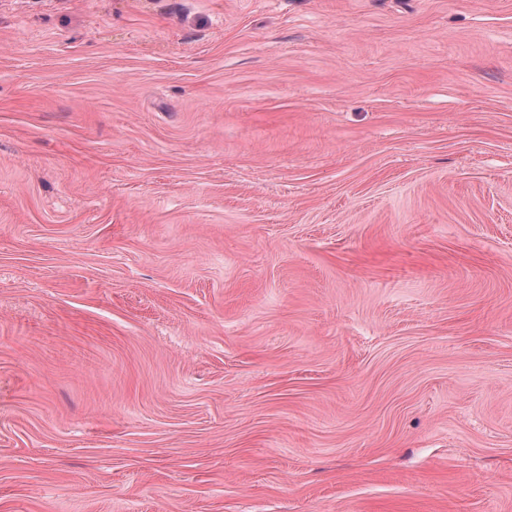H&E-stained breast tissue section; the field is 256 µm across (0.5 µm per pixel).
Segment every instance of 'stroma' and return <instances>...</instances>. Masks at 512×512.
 Masks as SVG:
<instances>
[{
	"mask_svg": "<svg viewBox=\"0 0 512 512\" xmlns=\"http://www.w3.org/2000/svg\"><path fill=\"white\" fill-rule=\"evenodd\" d=\"M0 512H512V0H0Z\"/></svg>",
	"mask_w": 512,
	"mask_h": 512,
	"instance_id": "35a3bbf8",
	"label": "stroma"
}]
</instances>
